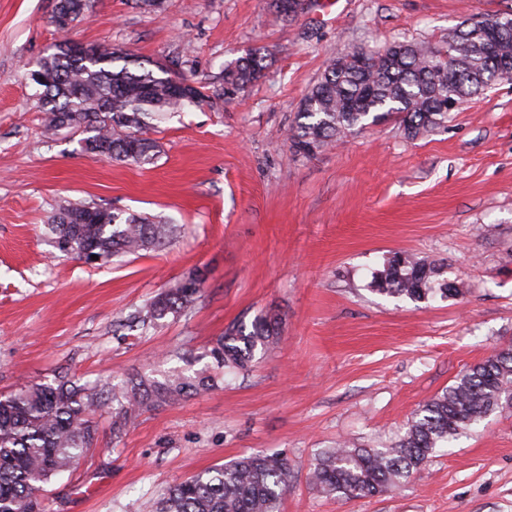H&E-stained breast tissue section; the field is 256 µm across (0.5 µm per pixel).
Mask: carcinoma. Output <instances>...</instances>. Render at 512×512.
I'll return each instance as SVG.
<instances>
[{
  "mask_svg": "<svg viewBox=\"0 0 512 512\" xmlns=\"http://www.w3.org/2000/svg\"><path fill=\"white\" fill-rule=\"evenodd\" d=\"M87 8L88 0H55L57 12L73 26ZM57 31L61 38L37 63L46 77L39 84L45 131L51 136L62 129L84 134L82 150L94 157L152 162L159 146L141 134L146 119L209 98L204 87L193 82L177 91L164 65L157 63L151 70L110 44L75 56L68 47L70 28ZM442 50L448 54L445 64L439 58ZM268 57L261 49L250 50L225 68L224 93L243 92L261 80ZM495 60L512 66V13L466 19L448 30V42L441 47L393 41L378 51H347L333 58L308 89L288 141L295 151L311 155L357 129L391 118L413 139L439 128L455 103L496 81ZM51 230L56 248L88 261L94 255L103 259L159 249L173 233L169 224L124 217L86 203L62 208ZM200 285V276H189L132 314L127 327L148 335L160 320L190 309ZM371 290L415 303L461 293L456 282L443 277L441 267L400 253L375 273ZM279 335L278 318L260 314L251 326H233L205 349L197 358L203 366L192 376L174 372L162 381L139 376L126 384L79 386L64 375L1 395L0 512H46L44 484L76 468L93 444L92 412L112 406L113 436L119 439L141 410L209 389L215 370L248 371L255 351L275 344ZM506 407L512 408L511 344L494 350L448 390L421 405L394 443L325 448L315 458L310 478L320 492L347 501L389 493L436 449ZM288 474V458L282 454L245 456L175 484L156 512H278L288 492Z\"/></svg>",
  "mask_w": 512,
  "mask_h": 512,
  "instance_id": "carcinoma-1",
  "label": "carcinoma"
}]
</instances>
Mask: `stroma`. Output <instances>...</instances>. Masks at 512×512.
I'll return each instance as SVG.
<instances>
[{"label":"stroma","mask_w":512,"mask_h":512,"mask_svg":"<svg viewBox=\"0 0 512 512\" xmlns=\"http://www.w3.org/2000/svg\"><path fill=\"white\" fill-rule=\"evenodd\" d=\"M294 18L268 0H90L71 33L167 65L209 102L156 121L154 162L91 158L80 134H43L27 73L58 34L52 0H0V394L68 375L93 383L185 369L232 325L279 318L250 371L142 411L121 440L92 414V448L45 486L49 512H156L176 483L253 452L290 464L280 512H512V412L491 414L398 489L345 501L308 480L337 441L389 443L413 412L512 340V84L469 97L414 139L379 123L314 155L288 129L337 53L446 40L512 0H319ZM265 48V77L225 100L224 68ZM95 203L175 225L162 248L88 264L54 246L60 208ZM401 252L445 263L461 295L429 303L369 283ZM201 293L150 335L127 317L189 273Z\"/></svg>","instance_id":"stroma-1"}]
</instances>
